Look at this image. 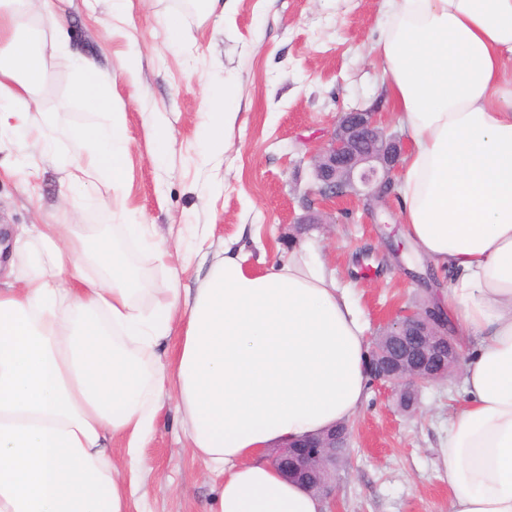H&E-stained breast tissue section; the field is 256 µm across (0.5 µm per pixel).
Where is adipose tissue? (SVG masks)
Segmentation results:
<instances>
[{
    "label": "adipose tissue",
    "instance_id": "adipose-tissue-1",
    "mask_svg": "<svg viewBox=\"0 0 512 512\" xmlns=\"http://www.w3.org/2000/svg\"><path fill=\"white\" fill-rule=\"evenodd\" d=\"M35 0H0V130L51 152L32 95L44 60L23 36ZM376 51L411 148L401 236L447 286L437 306L461 340L463 399L441 454L448 512H512V0H384ZM74 96L108 109L112 77L73 56ZM206 100V147L236 114ZM71 185L124 173L120 115L78 131ZM31 269L0 289V512H130L145 499L140 450L168 383L195 456L224 477L213 512H328L285 478L270 445L351 421L367 399L365 323L346 288L301 248L253 270L225 248L194 292L171 280L151 312L124 252L93 228L43 224L16 237ZM103 279L89 282L84 263ZM184 322L178 354H155ZM126 445L118 474L113 439Z\"/></svg>",
    "mask_w": 512,
    "mask_h": 512
}]
</instances>
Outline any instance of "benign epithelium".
I'll list each match as a JSON object with an SVG mask.
<instances>
[{"label":"benign epithelium","instance_id":"obj_1","mask_svg":"<svg viewBox=\"0 0 512 512\" xmlns=\"http://www.w3.org/2000/svg\"><path fill=\"white\" fill-rule=\"evenodd\" d=\"M400 160L401 139L381 127L376 113L359 109L344 113L326 143L311 156L313 183L304 197L306 215L298 223H327V214L315 209V201L345 197L349 188L352 196L377 212L394 193ZM370 350L373 381L390 385L397 392L400 410L407 413L416 409L423 388L446 380L461 367L448 320L432 306L403 310L381 328ZM351 434L348 424L332 426L276 446L270 459L287 477L324 475L316 494L331 500L336 496V449L349 447Z\"/></svg>","mask_w":512,"mask_h":512}]
</instances>
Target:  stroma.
Here are the masks:
<instances>
[{
  "label": "stroma",
  "instance_id": "obj_1",
  "mask_svg": "<svg viewBox=\"0 0 512 512\" xmlns=\"http://www.w3.org/2000/svg\"><path fill=\"white\" fill-rule=\"evenodd\" d=\"M179 19L184 40L171 42L169 21ZM383 0H234L223 23L205 14L203 0H130L121 18L109 0H49L34 36L45 56V80L33 102L47 117L55 155H20L0 138V226L80 224L126 245L142 278L137 302L150 309L177 272L197 288L210 264L232 242L251 259L275 263L307 244L320 252L363 313L374 336L388 313L427 296V262L395 256L399 204L389 198L376 215L356 199L336 203L332 224H303L311 185L309 151L321 145L343 113L380 112L401 133L385 88L389 75L375 45ZM83 44L84 58L114 78V108L97 111L72 94L78 74L52 52L56 26ZM233 88L237 119L224 146L204 150L201 108L219 85ZM121 112L129 149L120 181L103 172L71 188L67 162L76 132L112 121ZM165 130L169 149L154 157L151 134ZM149 225L153 238L188 246L190 260L169 267L150 242H126L123 227ZM169 386L141 454L152 472L144 512H208L222 482L192 455ZM461 399V379L426 388L416 412L400 411L391 392L369 387L354 420L356 435L337 469L334 512H448V479L441 448L448 414Z\"/></svg>",
  "mask_w": 512,
  "mask_h": 512
}]
</instances>
